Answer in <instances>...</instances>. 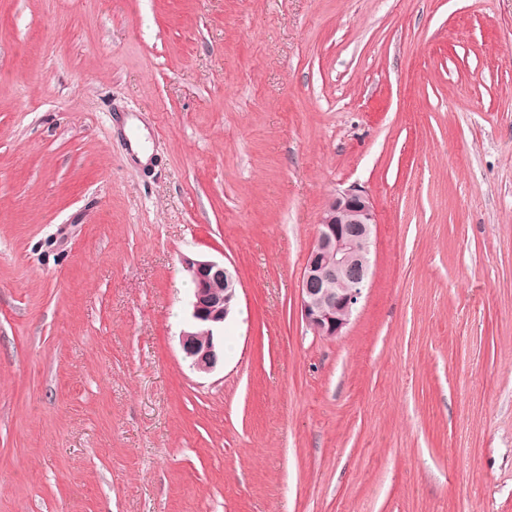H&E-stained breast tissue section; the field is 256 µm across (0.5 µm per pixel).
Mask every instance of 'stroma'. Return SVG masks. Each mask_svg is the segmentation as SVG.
Instances as JSON below:
<instances>
[{
    "mask_svg": "<svg viewBox=\"0 0 512 512\" xmlns=\"http://www.w3.org/2000/svg\"><path fill=\"white\" fill-rule=\"evenodd\" d=\"M186 257L239 279L208 374ZM0 512H512V0H0ZM375 224L373 202L356 186L327 201L299 282L301 318L315 334L341 336L349 324L369 283Z\"/></svg>",
    "mask_w": 512,
    "mask_h": 512,
    "instance_id": "1",
    "label": "stroma"
}]
</instances>
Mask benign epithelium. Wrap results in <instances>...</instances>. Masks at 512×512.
Here are the masks:
<instances>
[{
  "mask_svg": "<svg viewBox=\"0 0 512 512\" xmlns=\"http://www.w3.org/2000/svg\"><path fill=\"white\" fill-rule=\"evenodd\" d=\"M376 213L370 196L356 186L336 192L325 206L299 282L301 318L319 336L342 335L367 288ZM195 283L187 328L180 345L185 360L209 373L224 361V322L237 303V276L224 263L185 257ZM331 281L338 288H327Z\"/></svg>",
  "mask_w": 512,
  "mask_h": 512,
  "instance_id": "7a95c632",
  "label": "benign epithelium"
}]
</instances>
